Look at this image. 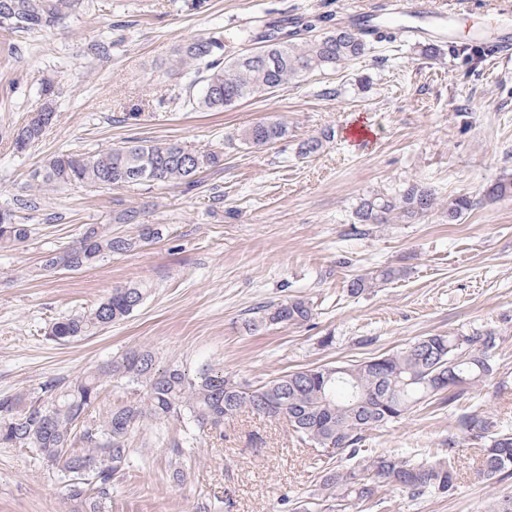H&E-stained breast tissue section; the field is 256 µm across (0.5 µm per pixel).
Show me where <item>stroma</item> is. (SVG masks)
Listing matches in <instances>:
<instances>
[{"instance_id":"1","label":"stroma","mask_w":512,"mask_h":512,"mask_svg":"<svg viewBox=\"0 0 512 512\" xmlns=\"http://www.w3.org/2000/svg\"><path fill=\"white\" fill-rule=\"evenodd\" d=\"M381 0H101L99 9L54 29L15 36L0 29V208L38 197L21 223L31 237L0 250V396L39 395L49 379L73 380L128 350L147 348L161 365L197 372L204 365L259 385L289 371L352 362L404 348L433 334L493 329L492 375L452 404L432 402L368 431L369 450L469 456L457 419L478 411L512 433V197L485 191L512 178V54L471 69L423 42L375 43L345 68L312 73L221 112H191L175 98L184 69L173 51L184 39L250 30L288 16L332 15ZM52 86L54 124L20 153L13 135ZM280 122L288 137L245 146L238 134ZM364 126L350 142L345 128ZM329 134L304 157L301 145ZM178 142L220 151L222 166L191 188L154 182L112 188L74 185L38 195L31 170L64 152L103 150L126 140ZM430 187L436 205L410 222L359 224L361 199L411 183ZM474 207L457 223L448 202ZM136 212L132 224L113 218ZM160 239L79 272L45 270L48 254L76 242L85 225ZM398 278L353 295L350 281L382 268ZM145 283L143 306L122 322L80 340L57 343L55 320L89 310L112 289ZM308 299L311 321L254 330L258 307ZM186 433L177 420L145 423L129 440L128 474L112 486L102 512H294L317 496L321 471H348L344 455L321 456L286 423L243 410L216 429ZM512 492L461 468L452 496L379 488L371 507L351 512H485ZM58 470L26 448L0 447V512H85Z\"/></svg>"}]
</instances>
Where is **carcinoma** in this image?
<instances>
[{
    "label": "carcinoma",
    "instance_id": "1",
    "mask_svg": "<svg viewBox=\"0 0 512 512\" xmlns=\"http://www.w3.org/2000/svg\"><path fill=\"white\" fill-rule=\"evenodd\" d=\"M84 0H0V28L26 34L58 25ZM371 35L367 20L328 26L315 16L303 21L280 20L261 30H250L245 40L251 48L233 53L225 40L235 37L219 32L205 39L185 40L174 49L179 62L190 67V81L182 106L194 112H222L247 99L314 71H333L366 54ZM458 53L476 65L486 57L481 44L466 45ZM200 93H193L197 83ZM55 120L51 102L33 112L18 128L13 144L24 152L37 145ZM288 136L277 122L255 124L241 133L245 145H270ZM193 157V164L184 161ZM222 161L218 151H198L177 142L129 140L104 151L61 152L33 169V183L63 190L74 184L121 187L163 182L192 185L196 176ZM492 198L512 196V178L487 188ZM35 198L0 208V250L10 249L31 236L32 228L19 222L17 209L37 208ZM434 194L412 184L390 196L360 201L355 217L359 224H388L394 219L410 223L426 215ZM472 201L462 195L448 202V222L461 220ZM160 237L147 227L139 237L117 236L100 224H87L80 240L44 259L49 269L76 271L91 268L112 254L134 251ZM399 271L386 268L368 277H357L350 292L358 294L376 280L390 281ZM149 288L130 283L112 289L109 297L88 311L62 317L49 325L47 336L71 342L92 336L130 317L145 302ZM313 316L312 304L293 297L266 305L258 311L261 325H301ZM491 330L470 335L424 336L410 346L363 362L324 364L287 372L260 385L244 384L220 367L194 374L179 366L160 368L153 352L130 351L65 384L52 380L40 396L24 393L0 398V445L31 448L46 467L58 469L70 497L81 500L89 512H99L112 484L131 462L128 440L149 420H187L194 427L213 429L224 419L248 408L268 418L286 421L298 441L320 448L327 455L343 453L355 460L349 472L324 469L320 498L314 506L304 503L301 512H339L372 499L385 484L404 488L415 496L452 494L459 473L455 459L417 458L396 453L369 452L360 448L364 433L404 417L417 405L435 397L455 402L460 391L474 387L492 373L489 351L495 347ZM133 390V398L104 416L93 415L95 403L107 380ZM459 429L479 446L471 459L483 475L499 481L512 478V434L494 431V422L476 411L463 414ZM88 447L71 450L75 439Z\"/></svg>",
    "mask_w": 512,
    "mask_h": 512
}]
</instances>
